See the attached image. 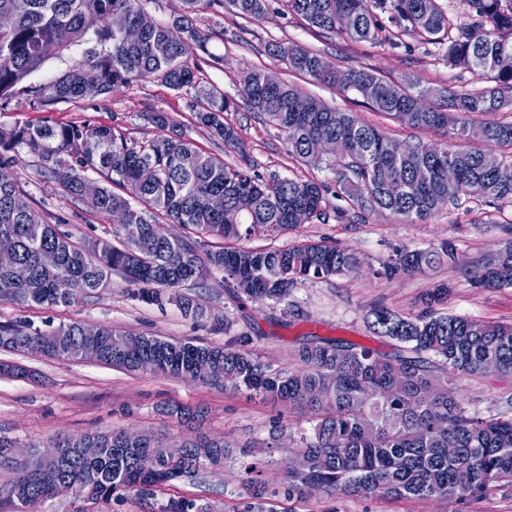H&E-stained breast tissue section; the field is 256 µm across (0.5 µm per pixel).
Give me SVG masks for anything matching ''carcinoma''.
<instances>
[{"label":"carcinoma","mask_w":512,"mask_h":512,"mask_svg":"<svg viewBox=\"0 0 512 512\" xmlns=\"http://www.w3.org/2000/svg\"><path fill=\"white\" fill-rule=\"evenodd\" d=\"M146 0H0V108L25 100L42 111L62 103H77L106 95L116 87L156 77L170 89L200 102L196 123L246 157L244 143L233 126L224 123L232 100L213 84H205L202 65L219 66L208 38L190 14H203L213 0H183L186 15L170 23L146 20ZM238 17L259 21L268 14V0H225ZM282 12L303 20L317 34L345 35L356 42L408 44L399 36H432L444 47L448 64L472 72L490 83L481 91L422 87L404 79L393 82L364 67L320 69L321 56L295 42H273L268 53L288 64V70L359 94L373 111L417 128L458 127L457 135L512 146V122L481 117L512 104V0H466L476 17L471 26L452 29L440 0H279ZM141 29L140 39L126 40L128 28ZM182 30L202 55L187 56L184 45L170 36ZM62 68L33 85L31 76L47 63ZM97 74L88 89L86 66ZM264 71L242 72L239 95L250 109L284 134L288 153L301 160L336 142V156L345 160L340 175L341 197L358 207L389 210L409 223H423L448 205V162L460 175L462 192L495 201L512 198V155L465 150L451 138L421 152V142L406 143L407 152L391 157L389 138L350 112L326 107L296 86L263 82ZM307 102L299 112L295 102ZM38 159L37 176L102 215L120 212L124 223L113 231L117 242L87 239L76 244L58 225L45 220L25 199L19 182L0 183V300L28 306H68L110 287L112 275L130 286L131 297L162 306L175 303L185 316H205L194 297L177 292L187 281L224 275L247 299L256 295L281 302L289 288L310 278L323 279L352 271L356 253L325 242L303 241L284 249L215 246L208 237L241 241L270 232L297 228L326 218L327 183L297 181L278 174L264 177L201 150L183 134L129 140L106 125L34 124L0 126V169L12 167L21 154ZM145 166L156 176L142 179ZM400 175L405 187L388 191L381 182ZM120 191H115L114 187ZM224 196V209L211 204ZM183 229L179 236L156 242L146 251L158 216ZM58 254L47 267L41 255ZM455 260L454 246L440 250H397L380 274L400 273ZM18 265L29 269L31 284L14 278ZM472 284L484 288L512 287V246L495 259L466 272ZM448 289L427 291L422 309L398 316L384 307L372 312L374 333L401 343L389 354L345 339L304 344L294 353L297 367L272 371L244 350L224 345H198L147 337L149 344L130 346L129 333L103 326L97 362L139 372L179 377L198 359L210 361L214 377L234 389L304 408L311 430L295 439L284 490L268 488L251 466L247 487L252 502L244 512H278L279 497L288 502L309 492L365 494L395 500L477 501L512 486V414L488 418L468 412L448 386L461 376H481L488 362L512 374V323L487 321L440 311ZM82 324L72 322L40 330L19 321L0 324V348L31 352L60 361L80 359ZM145 431L86 433L57 437L48 447L65 449L62 476L71 481L77 498L95 504L110 501L119 491L151 494L152 488L184 479L224 464L234 445L199 438L181 448L147 443ZM82 441L103 449L93 461L74 451ZM250 454L247 443L234 446ZM465 469L469 484L461 487L456 473ZM15 512H34L50 498L48 489L32 476L28 488L8 490ZM162 512H213L207 503L171 498Z\"/></svg>","instance_id":"1"}]
</instances>
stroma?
I'll return each instance as SVG.
<instances>
[{"label": "stroma", "instance_id": "obj_1", "mask_svg": "<svg viewBox=\"0 0 512 512\" xmlns=\"http://www.w3.org/2000/svg\"><path fill=\"white\" fill-rule=\"evenodd\" d=\"M197 24L209 38L210 52L224 58L223 68L204 67L203 77L230 97L238 95L241 70L258 67L297 84L329 107L354 113L400 142L439 143L455 137L456 132L449 127L412 128L379 116L360 96L342 94L289 71L285 63L268 56V44L293 41L320 53L336 66L370 67L392 81L408 76L424 87L476 90L483 86L482 80L470 71L449 65L438 45L426 38L412 40L407 50L358 43L336 35L322 38L309 31L299 18L272 10L263 20H245L230 13L220 0L199 15ZM158 110L170 113L200 148L224 157L226 162L237 165L246 156L253 161L256 172L265 176L276 173L299 181L314 178L331 184L337 180L326 165L314 166L290 156L283 135L243 103L226 112L224 120L238 129L247 146L246 153L241 156L225 148L221 140L196 124L190 97L154 78L117 88L105 97L62 104L51 112L14 102L0 109V125L10 126L18 121L108 124L141 141L158 136V129L149 119L150 113ZM36 170L35 158L24 154L12 174L38 212L49 220L62 218L63 231L70 233L74 241L112 238V219L91 212L82 202L41 183ZM327 208L346 209L347 216L246 242L250 248L283 249L302 240L324 241L356 252L360 262L357 271L298 282L290 289L287 302L240 299L215 275L183 286L184 292L196 295L206 308L205 317L195 320L174 305L161 309L131 299L126 283L116 276L110 288L96 297L69 306L27 307L2 300L0 324L22 319L43 329L79 321L173 341L224 344L237 339L242 349L263 365L285 370L294 364L291 354L295 347L311 336L343 338L382 353L393 352L394 340L377 336L370 329L371 311L378 307L402 315L418 311L421 296L438 284L448 288L443 312L512 322V288H476L461 273L462 267L479 265L483 258L512 241V201H490L464 194L456 204L441 209L422 224L406 223L386 210L360 209L333 193L327 196ZM446 242L455 247L454 262L391 279L381 276L382 264L393 251L437 250ZM1 364L18 365L27 371L23 377L0 373V433L14 438L23 448L46 445L59 435L130 429L180 440L189 432L165 413V406H200L206 412L201 433L251 443L263 480L276 486L284 480L293 436L298 429L309 426L306 414L289 412L281 402L217 384L130 373L89 361H59L3 349ZM454 390L457 401L482 417L512 409V374L460 377ZM242 479V460L231 455L220 469L205 470L191 481L161 486L146 499L132 492L119 493L111 501L89 507L74 496L61 494L39 505L37 512H84L88 507L93 512H160L172 497L211 504L215 512H241L247 501ZM290 507L292 512H512V489L499 490L466 506L453 501H392L314 492L291 502Z\"/></svg>", "mask_w": 512, "mask_h": 512}]
</instances>
